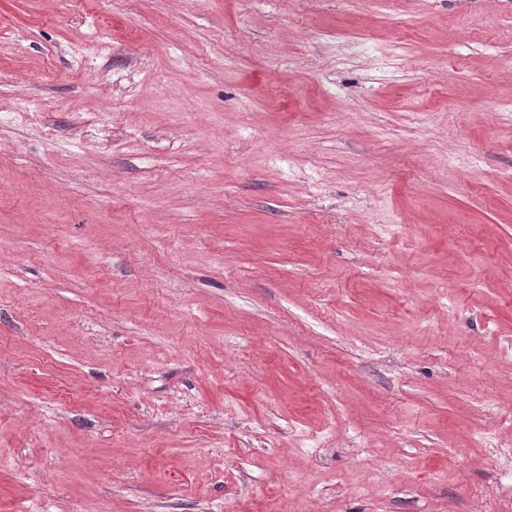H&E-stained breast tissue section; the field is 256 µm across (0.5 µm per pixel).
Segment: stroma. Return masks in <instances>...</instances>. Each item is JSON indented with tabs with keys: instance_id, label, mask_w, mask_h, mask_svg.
I'll list each match as a JSON object with an SVG mask.
<instances>
[{
	"instance_id": "obj_1",
	"label": "stroma",
	"mask_w": 512,
	"mask_h": 512,
	"mask_svg": "<svg viewBox=\"0 0 512 512\" xmlns=\"http://www.w3.org/2000/svg\"><path fill=\"white\" fill-rule=\"evenodd\" d=\"M512 0H0V512H507Z\"/></svg>"
}]
</instances>
